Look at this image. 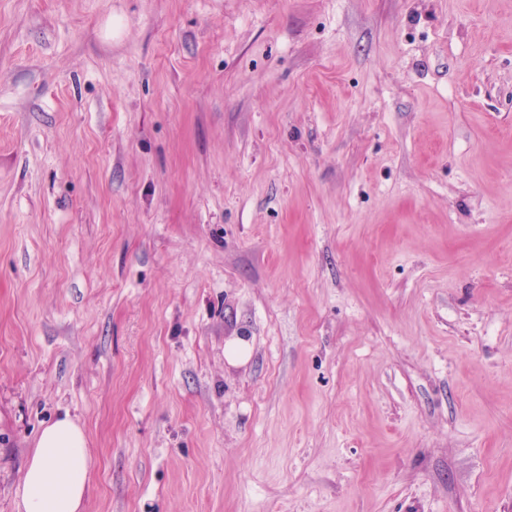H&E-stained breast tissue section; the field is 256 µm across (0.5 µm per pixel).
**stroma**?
Segmentation results:
<instances>
[{
    "mask_svg": "<svg viewBox=\"0 0 512 512\" xmlns=\"http://www.w3.org/2000/svg\"><path fill=\"white\" fill-rule=\"evenodd\" d=\"M512 512V0H0V512ZM79 422L68 414L46 425L26 467L18 512H83L92 455Z\"/></svg>",
    "mask_w": 512,
    "mask_h": 512,
    "instance_id": "35a3bbf8",
    "label": "stroma"
}]
</instances>
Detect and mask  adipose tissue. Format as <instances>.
I'll return each mask as SVG.
<instances>
[{
  "mask_svg": "<svg viewBox=\"0 0 512 512\" xmlns=\"http://www.w3.org/2000/svg\"><path fill=\"white\" fill-rule=\"evenodd\" d=\"M91 466L79 422L65 415L46 425L25 470L19 512H83Z\"/></svg>",
  "mask_w": 512,
  "mask_h": 512,
  "instance_id": "adipose-tissue-1",
  "label": "adipose tissue"
}]
</instances>
